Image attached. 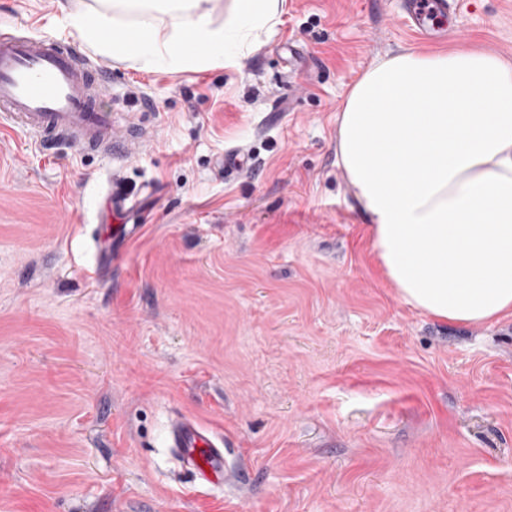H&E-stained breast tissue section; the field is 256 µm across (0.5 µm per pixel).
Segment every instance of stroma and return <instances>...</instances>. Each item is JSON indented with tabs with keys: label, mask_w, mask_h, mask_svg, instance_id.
Returning <instances> with one entry per match:
<instances>
[{
	"label": "stroma",
	"mask_w": 512,
	"mask_h": 512,
	"mask_svg": "<svg viewBox=\"0 0 512 512\" xmlns=\"http://www.w3.org/2000/svg\"><path fill=\"white\" fill-rule=\"evenodd\" d=\"M84 0H0L65 40ZM232 61L112 69L146 147L103 158L0 131V512H512V316L433 319L380 271L336 156L358 77L405 49L512 60V0L436 39L400 0H281ZM248 163L225 164L230 154ZM140 225L89 277L106 192ZM222 433L248 486L166 446Z\"/></svg>",
	"instance_id": "1"
}]
</instances>
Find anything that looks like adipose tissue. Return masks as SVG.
Listing matches in <instances>:
<instances>
[{"label": "adipose tissue", "mask_w": 512, "mask_h": 512, "mask_svg": "<svg viewBox=\"0 0 512 512\" xmlns=\"http://www.w3.org/2000/svg\"><path fill=\"white\" fill-rule=\"evenodd\" d=\"M212 2L91 0L66 20L102 54L179 70L231 58L280 13V0H231L218 24ZM336 150L401 301L444 322L512 314V61L405 50L371 65L345 98Z\"/></svg>", "instance_id": "ef3b65f1"}]
</instances>
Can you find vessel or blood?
<instances>
[{
	"label": "vessel or blood",
	"instance_id": "vessel-or-blood-1",
	"mask_svg": "<svg viewBox=\"0 0 512 512\" xmlns=\"http://www.w3.org/2000/svg\"><path fill=\"white\" fill-rule=\"evenodd\" d=\"M447 0H407L416 34L435 36V21ZM109 70L86 61L81 46L24 32H0V127H19L39 142L63 144L104 157L135 151L133 129L118 130L98 100L110 84ZM170 446L197 477L214 485L237 482L224 455L222 435L185 419L173 420Z\"/></svg>",
	"mask_w": 512,
	"mask_h": 512
}]
</instances>
